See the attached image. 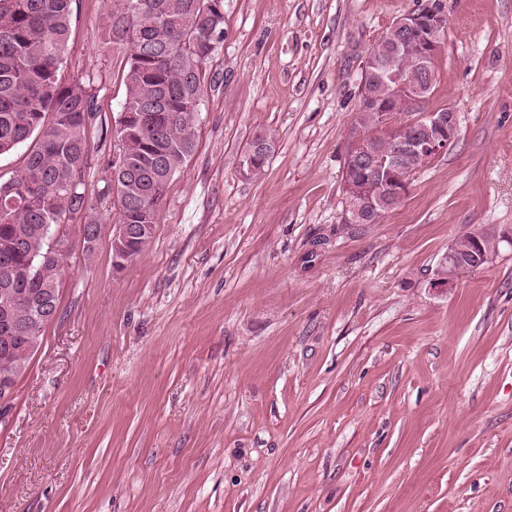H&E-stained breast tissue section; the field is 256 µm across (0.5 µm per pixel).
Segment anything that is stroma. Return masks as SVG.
Returning <instances> with one entry per match:
<instances>
[{
    "label": "stroma",
    "mask_w": 512,
    "mask_h": 512,
    "mask_svg": "<svg viewBox=\"0 0 512 512\" xmlns=\"http://www.w3.org/2000/svg\"><path fill=\"white\" fill-rule=\"evenodd\" d=\"M79 0L86 191L58 316L0 414V512H512V0H444L428 106L453 146L377 224L341 221L364 58L417 0H224L197 148L146 252L112 268L128 50ZM264 129V175L240 173ZM492 263L433 285L452 240ZM476 234L481 235L484 238V245H485V251L486 253H495L498 241L496 239V236L491 231H483V232H477ZM476 234H472L471 232H466L461 234V237H469L471 247L469 244L468 239L462 238L457 242L458 247V254L459 258L458 261L448 270V267L443 269V273L448 276H452L454 279L458 278L460 275L467 273L470 271L471 268H474L476 266H481L484 264V261L481 259V255H478V257H474L468 250L472 252H482L483 258L487 259L486 253L483 248L482 240L479 236ZM459 236V237H460ZM496 253L490 257L489 262L490 263ZM486 263V264H488ZM485 265V264H484ZM440 270L437 271L436 276L438 277L435 279L437 288H448L450 285L453 284V279L450 277H446Z\"/></svg>",
    "instance_id": "obj_1"
}]
</instances>
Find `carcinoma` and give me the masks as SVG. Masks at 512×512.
<instances>
[{
	"label": "carcinoma",
	"instance_id": "cac0c4a2",
	"mask_svg": "<svg viewBox=\"0 0 512 512\" xmlns=\"http://www.w3.org/2000/svg\"><path fill=\"white\" fill-rule=\"evenodd\" d=\"M76 0H0V156L29 143L16 176L0 180V265L16 282L0 295L14 325L0 321V374L18 378L33 353L21 328L29 320L30 299L58 291L68 255L47 243L45 226L81 214L98 232L95 207L85 192L90 144L87 126L98 112L95 96L77 81L61 82L59 69L68 44ZM112 0L102 44L129 48L122 111L137 113L135 133L122 152L139 170L137 180L118 176L107 186L120 207V223L144 224L146 232L128 261L150 244L164 192L155 190L161 159L177 173L195 151V123L204 96V68L224 37L223 0ZM375 99L355 115L356 125L382 150L381 113H401L402 102L387 81L375 78ZM458 261L443 273L454 278L481 266L468 239L457 242Z\"/></svg>",
	"mask_w": 512,
	"mask_h": 512
}]
</instances>
